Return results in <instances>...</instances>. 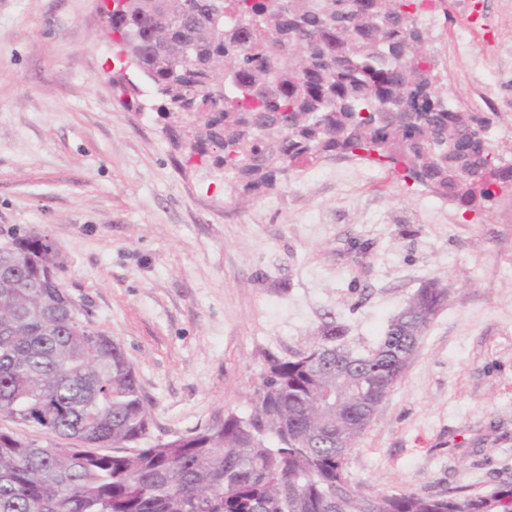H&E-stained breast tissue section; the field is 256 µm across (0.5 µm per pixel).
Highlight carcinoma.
Instances as JSON below:
<instances>
[{"label":"carcinoma","mask_w":512,"mask_h":512,"mask_svg":"<svg viewBox=\"0 0 512 512\" xmlns=\"http://www.w3.org/2000/svg\"><path fill=\"white\" fill-rule=\"evenodd\" d=\"M122 0L107 22L117 57L140 62L151 110L186 162L213 160L260 196L293 163L365 153L467 211L494 193V113L462 112L436 92L419 0ZM113 82L128 100L141 88ZM59 248L14 230L0 248V416L58 438L0 429V512H512V481L480 493H364L346 468L370 401L402 377L448 289H418L375 348L357 354L329 324L303 357L273 358L247 417L141 445L151 413L121 347L71 319ZM110 446L112 452L100 448Z\"/></svg>","instance_id":"cac0c4a2"}]
</instances>
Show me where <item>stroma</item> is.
<instances>
[{"label": "stroma", "mask_w": 512, "mask_h": 512, "mask_svg": "<svg viewBox=\"0 0 512 512\" xmlns=\"http://www.w3.org/2000/svg\"><path fill=\"white\" fill-rule=\"evenodd\" d=\"M103 26L97 0H0V244L15 228L56 241L67 292L136 370L152 437L249 415L268 360L326 324L373 349L434 279L448 299L349 475L385 493L512 480V200L467 212L358 156L243 195L185 163L149 90L120 101ZM419 26L438 92L496 113L487 136L512 163V0H441Z\"/></svg>", "instance_id": "1"}]
</instances>
